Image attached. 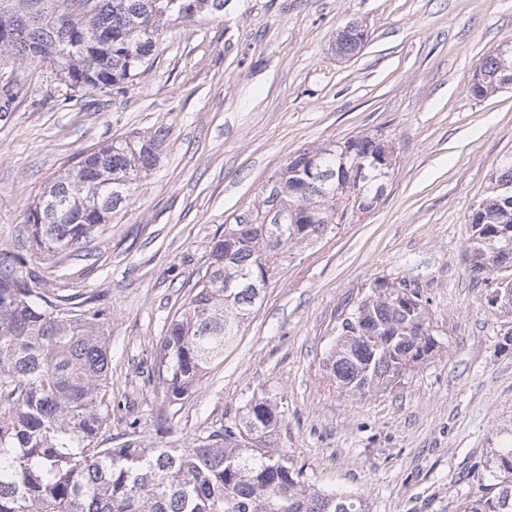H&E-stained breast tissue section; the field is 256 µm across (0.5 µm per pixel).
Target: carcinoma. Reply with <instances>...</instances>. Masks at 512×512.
<instances>
[{
  "instance_id": "obj_1",
  "label": "carcinoma",
  "mask_w": 512,
  "mask_h": 512,
  "mask_svg": "<svg viewBox=\"0 0 512 512\" xmlns=\"http://www.w3.org/2000/svg\"><path fill=\"white\" fill-rule=\"evenodd\" d=\"M0 0V56L49 60L83 89H106L133 80L151 60L161 32L178 19L220 12L216 0ZM25 16L18 40L4 38ZM99 39L100 56L81 51ZM499 58L489 54L487 76L471 94L498 89ZM163 130L99 148L92 160L50 180L30 209L28 230L38 250L76 248L124 208L132 191L157 164ZM393 152L382 136L304 151L281 169L279 211L286 224L224 225L206 274L171 319L158 350L157 373L173 404L192 394L224 351L238 340L265 298L263 288H240L245 274L279 271L287 253L340 229L348 204L330 185L314 195L295 183L309 166H336L350 148ZM301 169V176L291 172ZM473 249L497 254L488 268L470 255L478 277L512 269V205L493 197L469 216ZM24 260L0 252V512H365L362 500L316 486L288 449L271 441L281 422L278 403L252 396L234 425L197 438L190 448H151L134 432L110 448L101 436L110 419L108 337L99 310L72 296H49L20 273ZM405 304L377 288L342 319L325 358L330 385L363 398L400 382L436 347L425 332L426 307L418 288ZM461 512H512V437L491 451Z\"/></svg>"
}]
</instances>
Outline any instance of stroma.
<instances>
[{"instance_id": "35a3bbf8", "label": "stroma", "mask_w": 512, "mask_h": 512, "mask_svg": "<svg viewBox=\"0 0 512 512\" xmlns=\"http://www.w3.org/2000/svg\"><path fill=\"white\" fill-rule=\"evenodd\" d=\"M367 40L338 57L336 36ZM512 39V0H224L172 22L144 72L76 92L49 61L0 58V251L23 276L102 310L113 442L187 448L255 394L282 405L277 443L313 483L368 512H459L512 433V307L472 279L469 216L512 156V87H469ZM164 130L156 168L76 250L46 254L27 216L46 182L112 140ZM378 133L397 164L370 211L292 258L237 344L180 405L157 349L224 227L254 219L294 156ZM380 280L418 287L434 351L394 389L351 398L322 373L344 315ZM343 31L345 37H343ZM343 31L340 32L336 38L337 49L348 51L347 46L349 43V46L352 47L353 51L349 52L348 54L355 53L357 50L361 48V46L366 40L365 31L362 29L361 25L354 22L348 25L347 28ZM346 38L348 39V43Z\"/></svg>"}]
</instances>
